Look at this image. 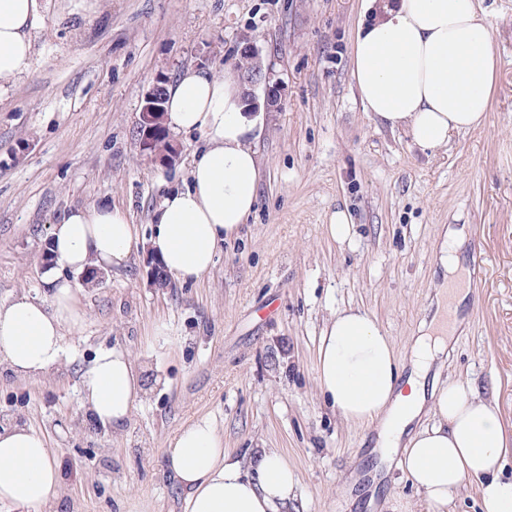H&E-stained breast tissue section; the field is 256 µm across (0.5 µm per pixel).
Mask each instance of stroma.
Segmentation results:
<instances>
[{
    "instance_id": "stroma-1",
    "label": "stroma",
    "mask_w": 512,
    "mask_h": 512,
    "mask_svg": "<svg viewBox=\"0 0 512 512\" xmlns=\"http://www.w3.org/2000/svg\"><path fill=\"white\" fill-rule=\"evenodd\" d=\"M500 61L480 129L424 152L405 129L366 112L351 75L363 0H42L34 66L0 93V301L46 300L53 224L67 211L125 210L137 238L128 265L78 295L85 318L65 330L59 369L20 379L0 365V428L42 434L63 493L54 512H184L165 449L207 419L241 462L279 451L298 477L291 512H428L426 495L391 466L374 498H350L381 460L373 430L342 420L316 383L320 333L336 311L372 313L400 357L436 311L444 229L459 252L486 256L460 309L440 381L470 379L496 401L512 439V0H481ZM286 87L253 146L254 210L197 280H154L152 217L185 188L205 147L170 131L181 153L140 149L145 93L186 70H236L243 37ZM347 211L349 241L327 233ZM164 337H156V328ZM112 348L142 365L140 398L119 430L81 404V379Z\"/></svg>"
}]
</instances>
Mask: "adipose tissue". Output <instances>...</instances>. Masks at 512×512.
<instances>
[{"instance_id":"adipose-tissue-1","label":"adipose tissue","mask_w":512,"mask_h":512,"mask_svg":"<svg viewBox=\"0 0 512 512\" xmlns=\"http://www.w3.org/2000/svg\"><path fill=\"white\" fill-rule=\"evenodd\" d=\"M370 20L358 31L351 74L366 111L404 127L421 150L434 151L451 133L484 125L496 91L493 33L479 0H366ZM38 0H0V91L34 65L31 31ZM165 121L178 132H199L207 148L194 161L190 183L164 196L155 211L153 251L174 278L206 274L217 248L253 211L260 182L245 112L233 75L186 71L167 92ZM136 238L128 213L117 207L77 208L55 224L52 252L75 272L125 263ZM455 230L443 233L438 262L450 277L449 303L467 297L466 270ZM50 302L26 294L0 301V360L19 378L48 373L64 353V328L83 315L76 287L55 275ZM447 349L443 320L433 318L411 346L409 373L400 370L392 339L366 310L348 307L325 324L317 347V381L337 414L376 425L384 462H397L427 496L431 512L474 480L489 512H512V478L500 462L512 454L495 402L471 381L428 387ZM140 394V367L121 350L96 355L82 379L84 406L99 422L129 419ZM432 424L419 426L421 416ZM166 461L186 488L185 512H288L297 476L277 451L255 456L254 474L224 450L209 421L181 428ZM60 477L43 436L29 428L0 430V502L19 512H51Z\"/></svg>"}]
</instances>
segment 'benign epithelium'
Instances as JSON below:
<instances>
[{"instance_id": "1", "label": "benign epithelium", "mask_w": 512, "mask_h": 512, "mask_svg": "<svg viewBox=\"0 0 512 512\" xmlns=\"http://www.w3.org/2000/svg\"><path fill=\"white\" fill-rule=\"evenodd\" d=\"M240 57L247 61L246 66L239 68L237 79L242 88L244 103L251 109L264 107V112L274 113L281 110L285 96V84L276 77L273 70L264 66L260 49L251 40L243 41L239 48ZM260 86L263 91V105H258L253 88ZM164 87L155 85L147 91L140 112L139 129L143 134L139 137L140 148L152 150L151 133L158 129V117L164 112Z\"/></svg>"}]
</instances>
